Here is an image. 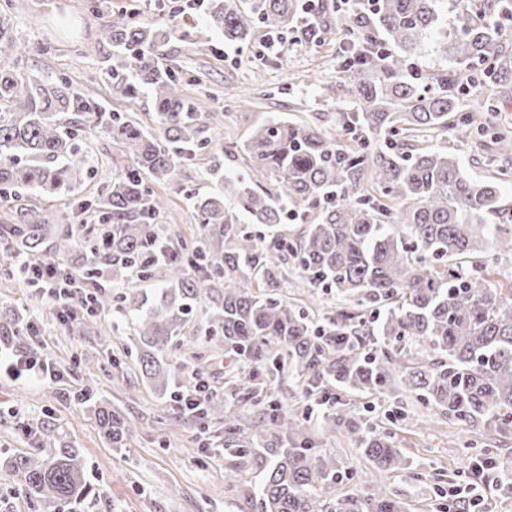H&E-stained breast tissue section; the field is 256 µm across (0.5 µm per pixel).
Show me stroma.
<instances>
[{
	"label": "stroma",
	"mask_w": 512,
	"mask_h": 512,
	"mask_svg": "<svg viewBox=\"0 0 512 512\" xmlns=\"http://www.w3.org/2000/svg\"><path fill=\"white\" fill-rule=\"evenodd\" d=\"M15 34L32 49L33 74L66 76L72 88L103 101L110 109L126 112L147 126L155 120L149 102L129 100L112 89V79L99 44L103 20L123 13L152 22L181 18L202 24V0H0ZM324 16L332 31L323 43L312 46L287 36L279 52L265 48L267 34L258 31L252 44L238 48L221 35L203 30L207 50L178 39L162 43L157 52L164 63L187 79L186 93L203 111L224 112L217 125L206 124L202 135L214 148L184 167L174 185L155 191L168 201L161 221L180 225L185 239L195 234V219L188 193L207 194L223 189L224 176L240 171L239 163L224 154V145L241 141L264 119L278 115L301 117L319 127L336 128L350 105L337 88L340 27L354 13L340 0H324ZM318 73L310 82L309 73ZM235 87L241 99L224 106L225 86ZM81 145L91 169L75 188L76 198L95 196L99 185L125 165L119 146L98 129H84ZM41 334L29 337L27 356L50 357L63 373L51 385L0 382V454L33 452L36 442L24 437L22 426L45 427L78 448L86 462L95 491L83 512H257L254 491L260 481L258 464L239 458L226 445L223 426L201 429L199 419L181 413L171 398L161 397L136 367L128 328H114L111 315L100 317L98 333L74 335L70 325L41 323ZM91 389L93 401L111 408L130 428L123 443L110 442L75 396ZM355 417L389 430L412 465V474L385 478L388 495L406 504L409 512H424L436 505L445 512L452 499L450 486L469 480L474 460L466 441L474 430L438 419L426 429L413 426L415 400L395 389L369 399L352 401ZM335 457L343 492L367 493L364 482L370 462L348 439L323 430L321 417L301 420L296 435L266 437L262 446L288 448L298 444ZM233 476L225 488V476Z\"/></svg>",
	"instance_id": "obj_1"
}]
</instances>
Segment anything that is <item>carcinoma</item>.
I'll return each mask as SVG.
<instances>
[{
  "mask_svg": "<svg viewBox=\"0 0 512 512\" xmlns=\"http://www.w3.org/2000/svg\"><path fill=\"white\" fill-rule=\"evenodd\" d=\"M482 18L448 30L457 0H371L345 26L339 73L354 111L341 131L302 119L273 118L246 140L224 146L244 174L224 178V190L191 198L198 220L188 243L174 224H160L167 201L153 186L177 182L181 169L212 149L202 112L184 93L186 80L164 64L158 44L192 36L188 23L162 25L125 14L105 20L113 89L127 99L146 96L158 131L111 112L74 92L63 76L30 73V48L0 16V203L37 189L58 201L73 196L90 156L78 131L93 126L119 142L129 163L101 194L79 209L97 223L44 224L33 210L11 209L0 221V278L12 281L21 254L47 256L61 278L89 284L122 282L118 304L95 293L93 312L72 322L74 332L98 327L110 309L129 325L141 376L164 394L184 378H203L171 351L203 313L205 347L246 363L229 373L227 397H209L203 419L224 423L242 457L255 460L254 438L240 435L236 406L264 409L277 434L297 425L273 388L258 380L291 371L306 397L334 388L371 397L396 378L403 394L425 411L460 426L512 429V287H497L486 265L464 258L489 248L512 255V206L501 185L512 177V129L492 121L496 97L512 87V40L499 28L512 18V0H480ZM300 0H210L205 25L224 42L243 47L263 27L294 32L305 43L324 40L328 25L303 22ZM456 65L448 73L408 76L429 43ZM472 98L466 111L460 101ZM488 139L499 160L482 181L471 179L451 150L419 146L430 133ZM307 221L288 237L282 225ZM272 235L257 242L249 229ZM294 261L308 283L346 306L325 324L279 293L280 265ZM165 286L147 291L154 279ZM20 309L0 312V346L16 351L30 333ZM323 426L346 434L374 464L368 495H334L327 512H403L388 497L384 472L408 469L389 432L365 427L336 400ZM109 441L128 428L106 408L94 409ZM259 512H322L320 496L342 481L336 460L304 446L269 448L261 462ZM18 488L41 508L77 510L88 499L80 452L65 444L49 453H18L0 461Z\"/></svg>",
  "mask_w": 512,
  "mask_h": 512,
  "instance_id": "1",
  "label": "carcinoma"
}]
</instances>
